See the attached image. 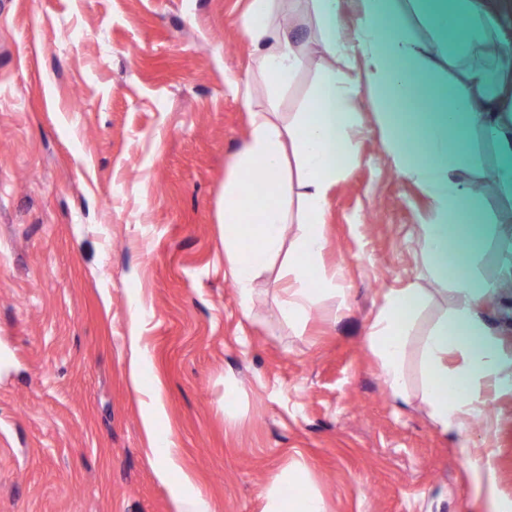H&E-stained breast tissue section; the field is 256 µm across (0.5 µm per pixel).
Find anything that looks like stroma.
<instances>
[{"label":"stroma","instance_id":"stroma-1","mask_svg":"<svg viewBox=\"0 0 512 512\" xmlns=\"http://www.w3.org/2000/svg\"><path fill=\"white\" fill-rule=\"evenodd\" d=\"M247 4L0 0V512H174L185 486L209 512H261L268 478L295 460L326 512L512 504V389L462 436L421 401L422 339L451 296L419 254L432 201L386 158L369 98L354 104L361 161L327 206L323 267L343 294L299 336L270 273L244 313L220 214L265 103ZM413 282L432 301L399 406L365 336L385 294ZM480 314L512 355V291ZM134 329L141 392L127 375ZM150 411L177 450L166 483L148 461Z\"/></svg>","mask_w":512,"mask_h":512}]
</instances>
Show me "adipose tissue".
<instances>
[{
	"label": "adipose tissue",
	"instance_id": "adipose-tissue-1",
	"mask_svg": "<svg viewBox=\"0 0 512 512\" xmlns=\"http://www.w3.org/2000/svg\"><path fill=\"white\" fill-rule=\"evenodd\" d=\"M285 2L250 0L241 19L260 79L273 103L301 72L314 70L316 80L288 120L270 110L253 113L224 183V267L248 312L255 282L280 266L290 282L280 315L298 333L325 297L340 292L339 274L322 271L325 213L332 188L359 162L352 104L370 96L387 158L433 201L418 241L428 276L446 285L452 305L422 340V401L442 433L464 434L487 413L492 395L512 384V356L476 308L497 289L473 268L476 244L495 229L483 223L482 200L466 179L479 159L462 136L477 130L493 148L498 189L512 199V106L498 105L512 45L475 0H357L359 23L350 36L339 26L341 0H306L316 33L300 43L279 21ZM414 17L431 27L430 44L415 37ZM440 60L455 76L452 91L437 110L418 111ZM428 299L416 284L387 293L367 331L386 391L403 404L410 326ZM263 498V512H324L298 463L272 476Z\"/></svg>",
	"mask_w": 512,
	"mask_h": 512
}]
</instances>
